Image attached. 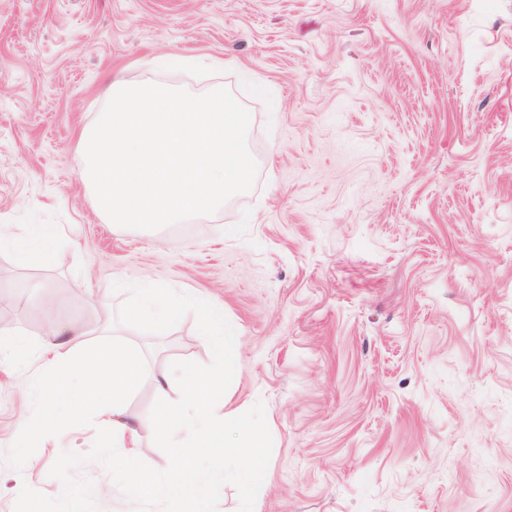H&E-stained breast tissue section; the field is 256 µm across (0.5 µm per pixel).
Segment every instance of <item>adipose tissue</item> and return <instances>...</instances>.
Segmentation results:
<instances>
[{
	"mask_svg": "<svg viewBox=\"0 0 512 512\" xmlns=\"http://www.w3.org/2000/svg\"><path fill=\"white\" fill-rule=\"evenodd\" d=\"M49 334L41 357L43 419L38 434L55 436L63 432L67 419L56 409V389L74 377L79 387L78 412L98 414L111 426L113 442L123 443L134 432L125 415V401L144 370L142 357L120 345L106 348L87 344L85 327L73 321L54 320ZM223 375V369L205 367L158 379L160 398H167L171 385H179L181 390L179 407L162 406L156 420L159 438L173 445L174 452L156 467L142 465L128 470L127 483L134 495L176 501L185 474H192L196 486L202 487L218 476L220 469L261 465L259 446L240 449L219 437L223 423L216 418L215 410L225 395L215 385ZM183 435L189 437L190 445L205 448L208 466H197L190 446L178 445Z\"/></svg>",
	"mask_w": 512,
	"mask_h": 512,
	"instance_id": "adipose-tissue-1",
	"label": "adipose tissue"
}]
</instances>
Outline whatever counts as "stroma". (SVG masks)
Masks as SVG:
<instances>
[{
	"label": "stroma",
	"instance_id": "1",
	"mask_svg": "<svg viewBox=\"0 0 512 512\" xmlns=\"http://www.w3.org/2000/svg\"><path fill=\"white\" fill-rule=\"evenodd\" d=\"M251 114L254 188L221 212L122 228L80 172L113 74ZM0 512H124L91 415L32 442L47 316L109 313L147 369L126 401L161 462V374L211 364L197 304L223 306L226 432L264 469L207 512H512V0H0ZM155 283L185 299L142 315ZM65 447L68 472L56 467ZM32 487L19 497L17 483Z\"/></svg>",
	"mask_w": 512,
	"mask_h": 512
}]
</instances>
